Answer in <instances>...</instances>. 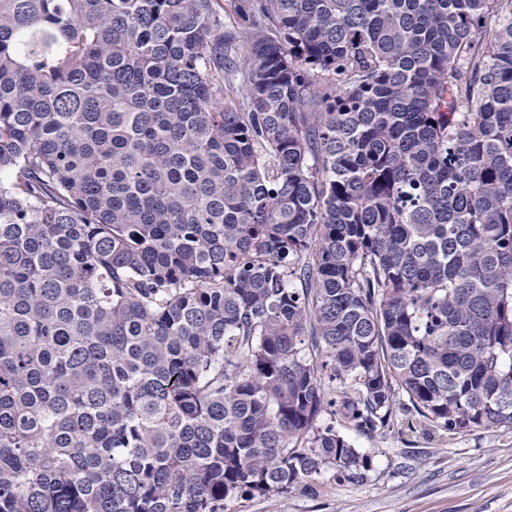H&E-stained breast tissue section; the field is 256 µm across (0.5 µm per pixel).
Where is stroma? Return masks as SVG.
Here are the masks:
<instances>
[{"mask_svg":"<svg viewBox=\"0 0 512 512\" xmlns=\"http://www.w3.org/2000/svg\"><path fill=\"white\" fill-rule=\"evenodd\" d=\"M337 430L373 458L359 483L325 475L315 492L246 494L224 512H512V430L446 432L418 420L398 398L389 427Z\"/></svg>","mask_w":512,"mask_h":512,"instance_id":"obj_1","label":"stroma"}]
</instances>
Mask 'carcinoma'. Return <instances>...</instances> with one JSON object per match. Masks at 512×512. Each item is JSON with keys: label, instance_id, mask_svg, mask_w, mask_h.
Returning <instances> with one entry per match:
<instances>
[{"label": "carcinoma", "instance_id": "obj_1", "mask_svg": "<svg viewBox=\"0 0 512 512\" xmlns=\"http://www.w3.org/2000/svg\"><path fill=\"white\" fill-rule=\"evenodd\" d=\"M212 2L0 0V512L362 482L325 417L402 394L512 428V0Z\"/></svg>", "mask_w": 512, "mask_h": 512}]
</instances>
